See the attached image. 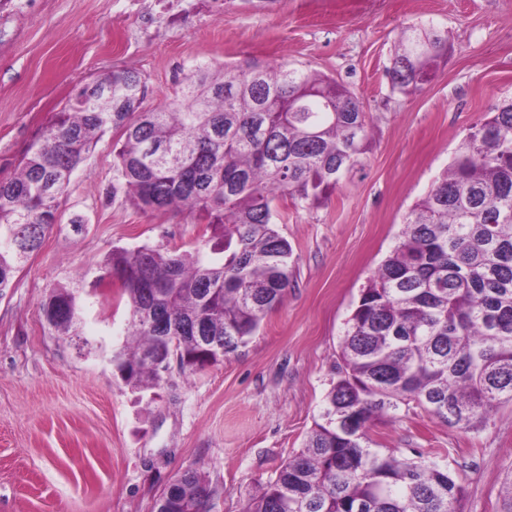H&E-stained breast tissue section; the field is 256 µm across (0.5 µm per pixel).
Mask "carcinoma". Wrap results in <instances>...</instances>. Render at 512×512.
I'll return each instance as SVG.
<instances>
[{"label": "carcinoma", "instance_id": "obj_1", "mask_svg": "<svg viewBox=\"0 0 512 512\" xmlns=\"http://www.w3.org/2000/svg\"><path fill=\"white\" fill-rule=\"evenodd\" d=\"M448 38L413 27L388 69L410 95ZM146 79L114 69L56 114L17 173L0 181V296L53 227L72 174L102 134L121 131L112 195L144 212L181 213L212 230L188 254L115 249L99 280L127 295L136 346L111 364L133 392L161 385L154 359L181 371L234 353L281 304L295 259L277 229V200L321 204L368 150L365 111L347 84L286 62L194 70L179 102L144 106ZM48 323L75 336L76 295L54 287ZM208 336L201 349L197 336ZM342 366L320 421L242 512H463L448 466L374 447L373 420L410 401L450 428L483 430L512 405V100L492 106L405 217L400 240L361 290L340 343ZM355 417V426L347 421ZM217 493L197 470L179 475L155 512H210Z\"/></svg>", "mask_w": 512, "mask_h": 512}]
</instances>
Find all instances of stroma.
I'll return each mask as SVG.
<instances>
[{
  "label": "stroma",
  "instance_id": "obj_1",
  "mask_svg": "<svg viewBox=\"0 0 512 512\" xmlns=\"http://www.w3.org/2000/svg\"><path fill=\"white\" fill-rule=\"evenodd\" d=\"M15 14L0 45V180L12 177L56 112L95 76L133 69L146 107L181 97L190 61L240 68L283 61L349 84L370 149L317 206L277 203L294 250L283 303L247 343L193 373L171 367L138 395L104 353L120 348L126 306L92 294L116 248L200 247L205 225L145 213L112 193L118 133L106 132L76 170L60 223L0 298V512H153L162 489L198 469L219 487L211 512H241L299 452L336 380L339 345L361 288L398 242L405 216L448 167L469 128L512 98V0H202L181 24L144 29L119 0H43ZM434 25L448 55L424 89H393L387 70L403 30ZM82 218V230L70 221ZM72 288L79 336H61L41 304ZM88 346H80V338ZM382 451L447 462L466 489L465 512H502L512 471V406L479 433L442 425L417 405L374 420Z\"/></svg>",
  "mask_w": 512,
  "mask_h": 512
}]
</instances>
